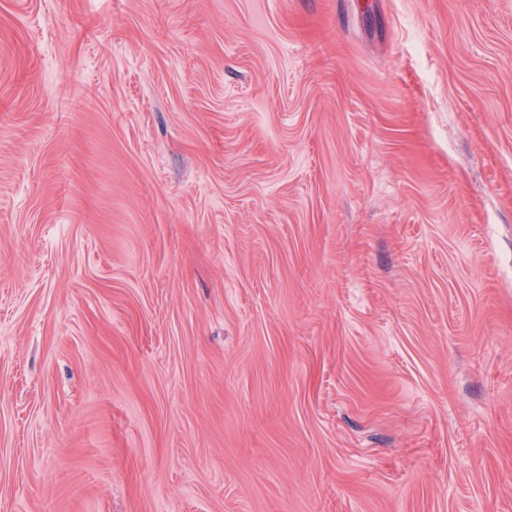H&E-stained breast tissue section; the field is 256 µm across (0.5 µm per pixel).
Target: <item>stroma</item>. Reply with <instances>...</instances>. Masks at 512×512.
I'll return each instance as SVG.
<instances>
[{
    "instance_id": "35a3bbf8",
    "label": "stroma",
    "mask_w": 512,
    "mask_h": 512,
    "mask_svg": "<svg viewBox=\"0 0 512 512\" xmlns=\"http://www.w3.org/2000/svg\"><path fill=\"white\" fill-rule=\"evenodd\" d=\"M0 512H512V0H0Z\"/></svg>"
}]
</instances>
